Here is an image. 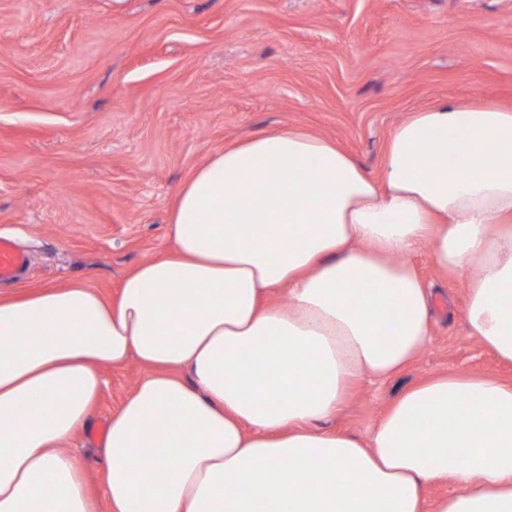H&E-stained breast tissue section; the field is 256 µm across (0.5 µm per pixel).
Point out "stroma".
<instances>
[{"label":"stroma","mask_w":512,"mask_h":512,"mask_svg":"<svg viewBox=\"0 0 512 512\" xmlns=\"http://www.w3.org/2000/svg\"><path fill=\"white\" fill-rule=\"evenodd\" d=\"M512 108V0H0V233L30 266L0 292L91 285L104 297L168 252L191 172L242 138L297 127L370 174L409 112L438 99ZM433 336L398 375L362 380L322 429L369 435L438 373L512 381L470 336L462 279L411 257ZM74 446L100 489L109 418L144 374L103 366Z\"/></svg>","instance_id":"obj_1"}]
</instances>
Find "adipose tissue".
<instances>
[{
    "label": "adipose tissue",
    "instance_id": "ef3b65f1",
    "mask_svg": "<svg viewBox=\"0 0 512 512\" xmlns=\"http://www.w3.org/2000/svg\"><path fill=\"white\" fill-rule=\"evenodd\" d=\"M168 227L113 299L0 294V512H97L69 444L101 365L131 359L147 373L104 435L110 512H512L511 383L444 374L368 438L314 427L428 343L406 260L423 244L464 278L470 335L512 364V109L409 113L375 176L300 129L246 138L191 173ZM439 479L456 488L425 509Z\"/></svg>",
    "mask_w": 512,
    "mask_h": 512
}]
</instances>
